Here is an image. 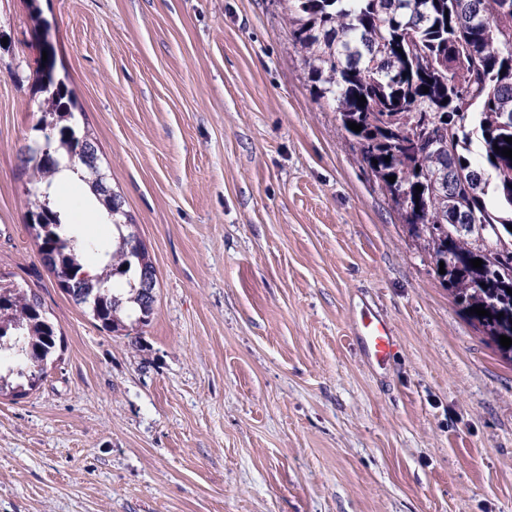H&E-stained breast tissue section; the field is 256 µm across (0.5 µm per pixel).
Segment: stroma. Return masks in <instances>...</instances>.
Masks as SVG:
<instances>
[{"label":"stroma","instance_id":"35a3bbf8","mask_svg":"<svg viewBox=\"0 0 512 512\" xmlns=\"http://www.w3.org/2000/svg\"><path fill=\"white\" fill-rule=\"evenodd\" d=\"M157 270L137 345L43 267V56ZM0 272L63 336L0 396V512H512V364L319 99L280 0H0ZM370 309L398 350L369 364Z\"/></svg>","mask_w":512,"mask_h":512}]
</instances>
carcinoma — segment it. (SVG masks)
Returning <instances> with one entry per match:
<instances>
[{
    "label": "carcinoma",
    "mask_w": 512,
    "mask_h": 512,
    "mask_svg": "<svg viewBox=\"0 0 512 512\" xmlns=\"http://www.w3.org/2000/svg\"><path fill=\"white\" fill-rule=\"evenodd\" d=\"M282 2L317 97L334 104L382 188L404 195L398 211L409 233L434 265L444 263L440 278L455 302L512 363V346L499 340L512 338V159L501 154L512 146L505 141L512 137V0ZM45 95L47 108L35 126L39 156L22 161L27 227L59 288L88 308L99 328L124 332L134 346L155 312L156 297L146 296L142 281L157 277L156 268L145 244L126 231L130 224L113 221L112 243L102 244L77 237L57 210L49 188L60 151L71 160L80 144L98 143L78 129L66 84ZM350 122L362 130H351ZM475 142L479 158L472 162ZM85 168L108 214H126L117 211L121 196L101 191V164ZM89 256L108 259L95 277L84 271ZM475 258L481 267H472ZM474 306L491 316L470 312ZM60 346L39 295L1 275L0 392L8 375L21 380L14 395L37 387Z\"/></svg>",
    "instance_id": "carcinoma-1"
}]
</instances>
